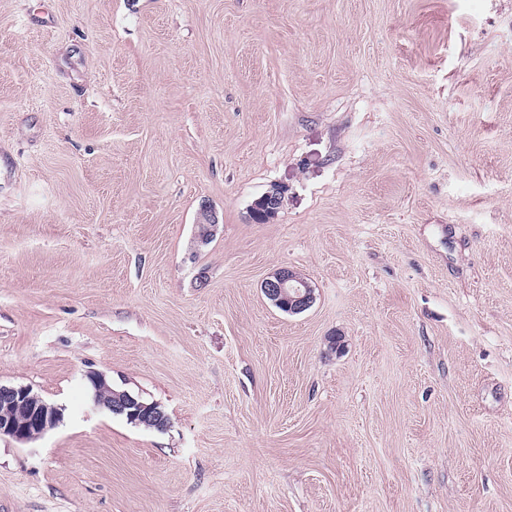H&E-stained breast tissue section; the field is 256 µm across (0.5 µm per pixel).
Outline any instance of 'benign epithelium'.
<instances>
[{"label":"benign epithelium","mask_w":512,"mask_h":512,"mask_svg":"<svg viewBox=\"0 0 512 512\" xmlns=\"http://www.w3.org/2000/svg\"><path fill=\"white\" fill-rule=\"evenodd\" d=\"M285 186L273 183L251 205V213L261 212L273 220L281 209ZM266 298L290 314H299L309 309L315 299L312 286L296 271L281 268L267 278L263 284ZM94 403L113 414H124L131 420L141 414H151L159 426H167L166 415L159 403H146L141 396L128 391L117 394L115 400H103L94 396ZM61 419L60 410L39 399L24 385L0 384V436L6 435L19 442H29L56 427Z\"/></svg>","instance_id":"1"}]
</instances>
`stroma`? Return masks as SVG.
<instances>
[{
  "instance_id": "obj_1",
  "label": "stroma",
  "mask_w": 512,
  "mask_h": 512,
  "mask_svg": "<svg viewBox=\"0 0 512 512\" xmlns=\"http://www.w3.org/2000/svg\"><path fill=\"white\" fill-rule=\"evenodd\" d=\"M0 383V512H512V0H0ZM285 186L272 183L269 188L251 205V214L261 212L269 220H273L281 209L285 193ZM263 291L273 305L285 308L289 314L306 311L315 299L312 286L290 268H281L267 278ZM89 377V381L93 388L96 390L94 394V403L101 408L107 409L112 414H125L129 417L130 420H135L143 413H150L155 421L158 422L159 426L163 429L167 426V422L165 420V413L159 409L160 404L157 402H152L142 398L139 395H132L128 391L117 390L116 392L123 391L117 394V397L114 401H112V386L107 381L104 374L99 372L91 371L87 374ZM101 391L109 392V400L100 399L98 393ZM147 402V403H146ZM60 419V410L40 401L28 386L0 383V436L29 442L56 427Z\"/></svg>"
}]
</instances>
